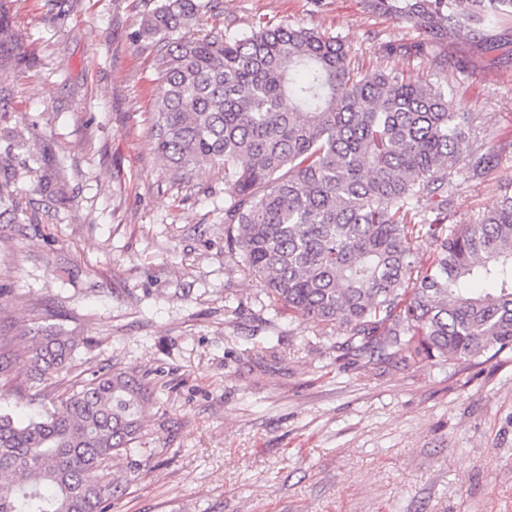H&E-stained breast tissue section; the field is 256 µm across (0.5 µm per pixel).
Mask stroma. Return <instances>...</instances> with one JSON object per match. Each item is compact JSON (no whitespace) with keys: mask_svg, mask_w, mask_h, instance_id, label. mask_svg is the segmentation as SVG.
Listing matches in <instances>:
<instances>
[{"mask_svg":"<svg viewBox=\"0 0 512 512\" xmlns=\"http://www.w3.org/2000/svg\"><path fill=\"white\" fill-rule=\"evenodd\" d=\"M157 0H7L22 32L0 69L14 216L0 217V408L24 418L96 374L154 387L136 454L112 461L107 512H512V351L406 367L341 350L344 331L271 307L225 242L224 175L176 180L151 141ZM211 27L299 24L342 40L367 75L401 69L452 93L475 143L512 142V26L427 43L365 0H220ZM497 41L487 51V41ZM425 44L410 57L387 46ZM59 196L40 194L45 180ZM512 181V145L465 188L471 224ZM73 336L36 383L25 338Z\"/></svg>","mask_w":512,"mask_h":512,"instance_id":"stroma-1","label":"stroma"}]
</instances>
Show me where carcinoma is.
<instances>
[{
    "instance_id": "carcinoma-1",
    "label": "carcinoma",
    "mask_w": 512,
    "mask_h": 512,
    "mask_svg": "<svg viewBox=\"0 0 512 512\" xmlns=\"http://www.w3.org/2000/svg\"><path fill=\"white\" fill-rule=\"evenodd\" d=\"M432 42L471 39L512 0H368ZM214 0H159L135 37L159 75L151 125L162 165L224 171L228 249L275 305L346 332L342 348L419 366L512 349V182L473 224L462 190L511 142L474 145L471 114L397 70L366 77L317 28L245 37L195 31ZM434 245L424 258L417 243ZM76 339L34 337L21 364L40 381ZM134 372L101 373L25 422L0 412V512H105L113 459L138 442L153 394Z\"/></svg>"
}]
</instances>
